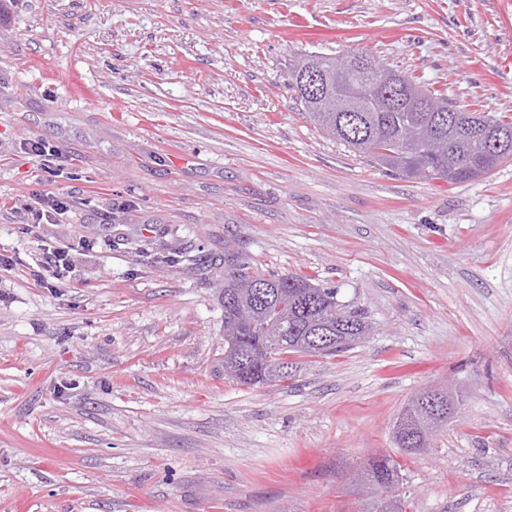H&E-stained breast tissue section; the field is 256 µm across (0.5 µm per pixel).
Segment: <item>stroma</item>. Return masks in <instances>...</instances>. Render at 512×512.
I'll return each mask as SVG.
<instances>
[{"instance_id":"obj_1","label":"stroma","mask_w":512,"mask_h":512,"mask_svg":"<svg viewBox=\"0 0 512 512\" xmlns=\"http://www.w3.org/2000/svg\"><path fill=\"white\" fill-rule=\"evenodd\" d=\"M358 49L512 117V0L0 9V512H367L345 473L375 452L408 512H512V161L423 181L323 134L288 70ZM45 192L69 211L25 230ZM78 241L66 281L35 285ZM237 261L336 289L374 335L291 381L227 379ZM447 384L455 417L399 453L408 399Z\"/></svg>"}]
</instances>
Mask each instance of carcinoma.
I'll return each instance as SVG.
<instances>
[{
    "label": "carcinoma",
    "mask_w": 512,
    "mask_h": 512,
    "mask_svg": "<svg viewBox=\"0 0 512 512\" xmlns=\"http://www.w3.org/2000/svg\"><path fill=\"white\" fill-rule=\"evenodd\" d=\"M372 63L365 85L380 81L388 70L368 51L352 52ZM303 114L349 150L379 159L411 177L428 181L438 171L456 167L452 183L485 177L512 159V120L471 112L458 102L446 103V112H415L404 103L396 112H380L367 90L357 93L358 112L335 111L336 100L349 89L342 80L328 78L331 100L305 95L296 73H291ZM396 152L378 157V150ZM224 364L237 358L249 361L224 375L245 385H271L295 378L299 363L290 357H328L371 335L372 324L337 299L334 288H320L296 274L264 276L245 263L224 272ZM446 417L433 413L429 399L414 395L402 410L394 429L400 451L417 454L431 447ZM376 489L371 512H404L396 462L388 455L368 459L363 469Z\"/></svg>",
    "instance_id": "cac0c4a2"
}]
</instances>
